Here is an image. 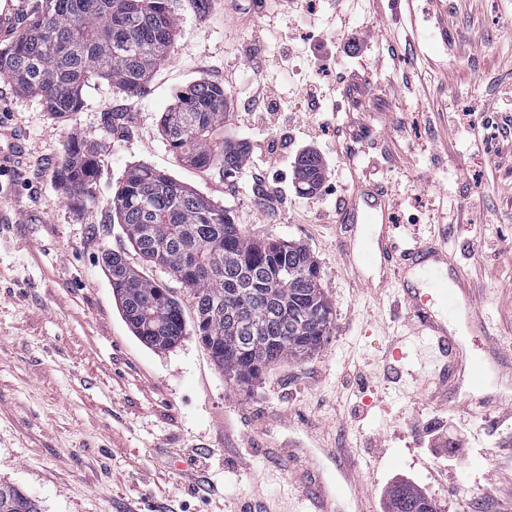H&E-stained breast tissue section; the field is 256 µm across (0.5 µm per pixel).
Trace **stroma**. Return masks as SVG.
<instances>
[{"label": "stroma", "mask_w": 512, "mask_h": 512, "mask_svg": "<svg viewBox=\"0 0 512 512\" xmlns=\"http://www.w3.org/2000/svg\"><path fill=\"white\" fill-rule=\"evenodd\" d=\"M171 10L174 49L138 95L91 78L83 111L65 120L0 80L26 157L20 176L0 179V480L44 512H307L309 482L331 484L329 451L344 448L369 512L401 484L436 512H483L464 500L473 487L512 497V470L493 483L489 456L512 448V407L468 406V387L444 385V358L374 269L354 273L356 228L337 221L354 183L388 185L400 233L461 264L512 353V98L500 96L512 86V0H279L260 14L251 0H213L204 17L171 0ZM202 78L229 96L225 136L250 145L233 178L187 166L161 133L175 94ZM466 111L464 130L452 116ZM76 138L98 149L81 209L53 181ZM308 150L326 183L311 195L296 180ZM135 165L228 210L247 237L313 256L333 310L318 352L241 388L195 336L155 351L132 334L100 264L107 249L194 316L188 289L144 261L113 216Z\"/></svg>", "instance_id": "35a3bbf8"}]
</instances>
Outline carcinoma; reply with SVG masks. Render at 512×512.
<instances>
[{"mask_svg":"<svg viewBox=\"0 0 512 512\" xmlns=\"http://www.w3.org/2000/svg\"><path fill=\"white\" fill-rule=\"evenodd\" d=\"M176 19L167 0H42L16 40L0 47V78L39 99L58 118L85 106L90 76L127 95L142 91L169 57ZM224 87L195 81L161 116L167 145L190 165L231 177L248 143L224 137ZM94 145L71 141L55 185L71 203L93 199ZM324 167L313 153L298 161L303 193L314 192ZM112 212L138 254L173 275L193 297V332L228 380L247 385L267 365L315 353L330 332L333 310L321 270L302 246L253 239L229 212L162 171L130 167L112 197ZM115 300L135 336L165 351L187 335L184 309L170 289L131 266L124 254L102 255ZM0 512H42L40 501L0 481ZM392 512H436L409 485L393 491Z\"/></svg>","mask_w":512,"mask_h":512,"instance_id":"cac0c4a2","label":"carcinoma"}]
</instances>
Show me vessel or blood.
<instances>
[{"label": "vessel or blood", "instance_id": "vessel-or-blood-1", "mask_svg": "<svg viewBox=\"0 0 512 512\" xmlns=\"http://www.w3.org/2000/svg\"><path fill=\"white\" fill-rule=\"evenodd\" d=\"M29 0H0V42L13 40L20 21L27 16ZM338 216L343 224H367L371 233L362 238L357 255L364 266L378 268L381 286L418 278L425 289L407 288L402 301L419 330L433 341L448 359L445 380L456 379L459 370H466L474 388L484 383L488 359H495L500 367L512 366L485 322L482 307L474 297L467 281L452 274L448 256L436 252L425 241H398L393 235V211L389 190L378 184H361L344 196L339 203ZM465 317L472 332L482 338V353L473 355L469 367H462V347L454 333L449 332V321Z\"/></svg>", "mask_w": 512, "mask_h": 512}]
</instances>
